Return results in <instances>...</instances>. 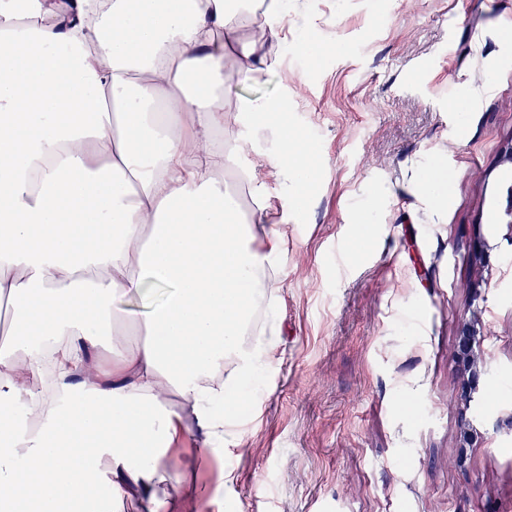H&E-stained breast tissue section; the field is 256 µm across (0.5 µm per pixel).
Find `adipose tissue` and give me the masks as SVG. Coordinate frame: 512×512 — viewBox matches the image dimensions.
<instances>
[{"label":"adipose tissue","instance_id":"obj_1","mask_svg":"<svg viewBox=\"0 0 512 512\" xmlns=\"http://www.w3.org/2000/svg\"><path fill=\"white\" fill-rule=\"evenodd\" d=\"M244 13L281 37L277 0H0V512H94L100 486L175 512L169 395L220 454L280 363L248 330L281 282L277 246L253 245L264 186L224 132L235 113L273 129L274 175L309 177L311 148L280 105L224 96L226 56L269 63ZM150 281L170 289L151 313L118 307Z\"/></svg>","mask_w":512,"mask_h":512}]
</instances>
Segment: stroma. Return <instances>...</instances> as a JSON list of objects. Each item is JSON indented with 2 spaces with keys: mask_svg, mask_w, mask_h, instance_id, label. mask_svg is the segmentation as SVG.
Segmentation results:
<instances>
[{
  "mask_svg": "<svg viewBox=\"0 0 512 512\" xmlns=\"http://www.w3.org/2000/svg\"><path fill=\"white\" fill-rule=\"evenodd\" d=\"M285 27L260 77L224 85L284 103L313 150L303 186L269 174L251 119L228 132L265 183L256 245L283 238L261 324L282 363L224 457L198 456L185 418L177 492H217L203 512H512V0H288ZM460 357L465 358L470 364L474 376L477 377L482 367L478 363L480 353V342L474 337L473 333L466 332L463 334L459 344Z\"/></svg>",
  "mask_w": 512,
  "mask_h": 512,
  "instance_id": "1",
  "label": "stroma"
}]
</instances>
